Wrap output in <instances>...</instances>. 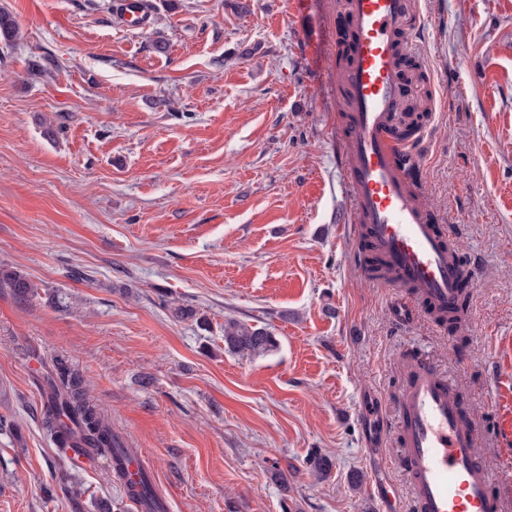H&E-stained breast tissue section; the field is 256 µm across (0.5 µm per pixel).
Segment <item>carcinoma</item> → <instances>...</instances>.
Returning <instances> with one entry per match:
<instances>
[{"instance_id":"carcinoma-1","label":"carcinoma","mask_w":512,"mask_h":512,"mask_svg":"<svg viewBox=\"0 0 512 512\" xmlns=\"http://www.w3.org/2000/svg\"><path fill=\"white\" fill-rule=\"evenodd\" d=\"M17 33L18 27L11 15L0 12V38L9 42ZM0 286L11 289L20 299H28L35 294L34 285L25 276L2 266ZM465 310L464 294L461 295L460 304L452 311L445 312L429 307V313L435 320L453 331L464 329ZM224 345L232 352L256 357L274 350L277 339L266 327L252 326L229 318L224 321ZM48 382L46 426L58 447L68 448L79 455H108L112 460L115 476L127 481L130 498L143 506L144 512H160L150 479L143 473L135 481L128 478L124 461L130 459L134 451L112 431L109 419L89 399L82 377L60 361L54 366ZM332 466V459L319 452L306 459L308 471L318 478L327 475Z\"/></svg>"}]
</instances>
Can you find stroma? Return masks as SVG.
Masks as SVG:
<instances>
[{
	"mask_svg": "<svg viewBox=\"0 0 512 512\" xmlns=\"http://www.w3.org/2000/svg\"><path fill=\"white\" fill-rule=\"evenodd\" d=\"M150 2L130 33L116 0H0L20 27L0 40V266L36 287H0V512H132L109 459L73 461L43 425L59 358L164 512H383L375 463L413 512L407 352L457 381L506 476L488 401L512 377V0H413L407 33L423 199L478 262L459 334L426 312L396 325L339 235L336 0ZM228 318L276 350L227 351ZM367 403L389 425L371 448ZM315 450L333 460L322 480ZM0 286L11 288L19 299H28L35 294L36 288L25 276L19 272L0 267Z\"/></svg>",
	"mask_w": 512,
	"mask_h": 512,
	"instance_id": "1",
	"label": "stroma"
}]
</instances>
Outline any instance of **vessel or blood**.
Returning <instances> with one entry per match:
<instances>
[{"label":"vessel or blood","mask_w":512,"mask_h":512,"mask_svg":"<svg viewBox=\"0 0 512 512\" xmlns=\"http://www.w3.org/2000/svg\"><path fill=\"white\" fill-rule=\"evenodd\" d=\"M130 29L149 24L147 0H118ZM353 41L336 89L347 97L348 134L339 141V167L352 206L351 223L365 226L388 274L382 288L399 289L393 317L404 325L420 307L447 308L461 279L477 263L456 249L455 228L439 226L417 192L419 140H406L405 77L397 62L406 48L412 0H348ZM398 395L400 461L407 469L414 512H512V480L489 469L478 431L466 417L454 382L427 359L407 354ZM498 447H512V391L491 407Z\"/></svg>","instance_id":"vessel-or-blood-1"}]
</instances>
